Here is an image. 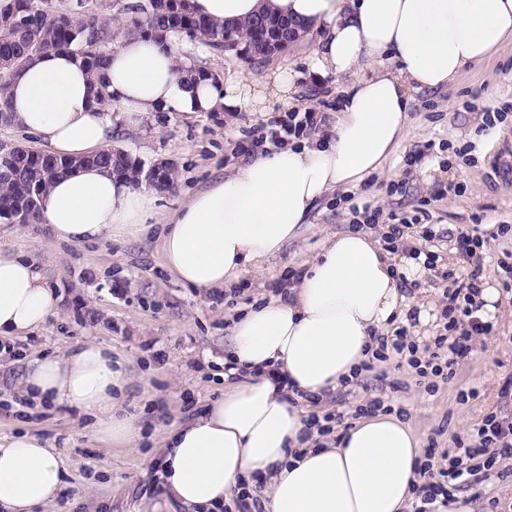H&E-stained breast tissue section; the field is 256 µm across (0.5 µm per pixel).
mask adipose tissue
Masks as SVG:
<instances>
[{"label":"adipose tissue","instance_id":"adipose-tissue-1","mask_svg":"<svg viewBox=\"0 0 512 512\" xmlns=\"http://www.w3.org/2000/svg\"><path fill=\"white\" fill-rule=\"evenodd\" d=\"M191 3L217 23L263 11L321 30L303 69L272 72L264 89L288 99L299 81L348 77L330 135L255 152L169 215L159 212L154 192L84 166L49 186L43 215L53 241L71 244L159 225L165 266L203 292L229 287L248 268L278 259L307 229L319 201L378 171L406 135L408 88L447 87L512 40V0ZM177 46L172 33L121 37L104 71L108 107L97 102L75 54L37 56L8 81L14 124L57 155L83 157L109 145L117 127L138 130L154 113L231 111L255 96L235 73L219 88L209 79L188 83L192 62ZM362 68L372 76H359ZM393 265L373 234L338 232L285 295L231 316L224 362L233 381L200 416L164 438V493L151 512H170L176 503L186 512H221L243 480L262 491L267 512H410L423 450L407 422L380 413L340 430L338 440L318 443L307 409L288 399L295 392L329 398L361 375L373 337L412 315L429 323L426 301L400 288ZM58 304L32 260L0 253V338L39 329ZM126 385L122 359L86 342L35 360L22 394L84 417L103 442L135 448L143 432L138 416L122 406ZM68 468L63 451L36 435H0V512H40L53 504Z\"/></svg>","mask_w":512,"mask_h":512}]
</instances>
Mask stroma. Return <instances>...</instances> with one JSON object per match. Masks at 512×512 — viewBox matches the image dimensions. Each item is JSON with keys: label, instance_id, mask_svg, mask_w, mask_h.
I'll return each instance as SVG.
<instances>
[{"label": "stroma", "instance_id": "35a3bbf8", "mask_svg": "<svg viewBox=\"0 0 512 512\" xmlns=\"http://www.w3.org/2000/svg\"><path fill=\"white\" fill-rule=\"evenodd\" d=\"M316 42L308 35L286 52L258 63L181 39L186 56L216 76L239 72L250 83L301 63ZM345 79L302 83L293 101L275 98L246 103L231 112H203L186 118L159 112L140 130L122 133L116 143L151 165L175 164L177 193H159L158 207L172 212L212 178L232 173L259 149V129L291 112H315L326 136L340 111ZM439 176L425 174L428 165ZM379 223L407 222L439 232L478 224L492 238L478 250L482 286L500 289L490 335L475 337L473 349L448 378L419 377L406 359L375 363L325 408L354 413L381 399L392 415L409 422L422 448L455 451L484 417L496 413L512 422V396L499 388L512 375V292L504 291L512 265V41L482 63L465 70L442 91H412L408 135L381 171L354 186L340 187L311 211L309 229L262 269L242 273L240 293L188 287L163 265L157 232L129 233L84 244H56L48 227L0 223V251L25 253L59 298L57 312L31 333L12 338V354L0 356V434L30 431L63 447L70 461L67 486L47 512H140L162 491L158 451L119 448L100 442L86 422L60 409L29 411L20 397L26 369L43 356L87 341L110 347L126 360L127 409L138 415L154 442L168 425L199 415L224 391V347L229 319L238 309L270 299L289 287V272L300 271L328 235ZM453 499L474 512H512V456L497 458L449 482Z\"/></svg>", "mask_w": 512, "mask_h": 512}]
</instances>
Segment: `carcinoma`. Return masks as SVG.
Wrapping results in <instances>:
<instances>
[{
	"label": "carcinoma",
	"instance_id": "cac0c4a2",
	"mask_svg": "<svg viewBox=\"0 0 512 512\" xmlns=\"http://www.w3.org/2000/svg\"><path fill=\"white\" fill-rule=\"evenodd\" d=\"M97 0H0V71L19 70L33 57L50 50L76 54L96 79L97 101L110 106L103 81L108 52L105 44L121 31L112 28V17L99 11ZM133 13L129 26L140 33L159 37L170 32L199 40L213 49H243L253 60L276 55L272 41L288 39V31L305 33L310 26L285 17L262 14L247 21L217 24L197 15L191 0H138L124 4ZM13 126L7 85H0V128ZM80 163L99 165L112 174L140 186L148 168L127 150L108 145L82 158ZM74 159L17 145L10 158L0 156V222L42 223V202L46 186L66 174Z\"/></svg>",
	"mask_w": 512,
	"mask_h": 512
}]
</instances>
